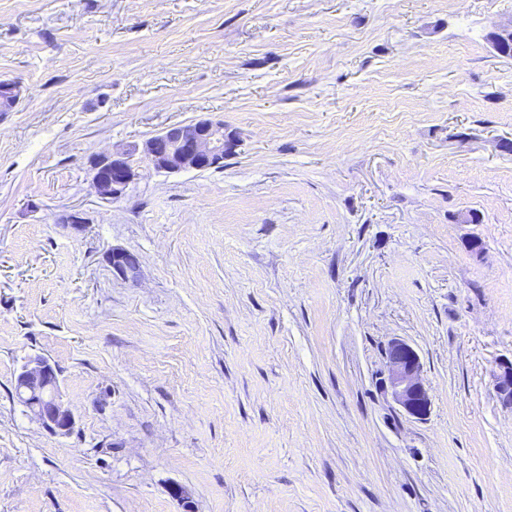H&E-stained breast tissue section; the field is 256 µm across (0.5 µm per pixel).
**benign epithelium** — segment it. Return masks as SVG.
Returning a JSON list of instances; mask_svg holds the SVG:
<instances>
[{"label":"benign epithelium","mask_w":512,"mask_h":512,"mask_svg":"<svg viewBox=\"0 0 512 512\" xmlns=\"http://www.w3.org/2000/svg\"><path fill=\"white\" fill-rule=\"evenodd\" d=\"M492 45L502 57L512 56V22L497 27ZM24 90L20 82L0 80V112H12ZM144 160L158 172L219 168L224 162V121L210 119L176 124L147 139L142 145L99 154L91 162V184L96 195L113 203L125 196L138 175L135 163ZM129 252L116 248L107 255L114 273L122 278L135 275L139 264H125ZM386 364L392 397L410 416L422 419L430 409L431 398L422 377L417 352L403 341H394L386 351ZM495 390L502 403L512 408V360L499 364ZM15 395L47 432L61 437L72 434L75 417L60 394L56 368L42 356H35L21 367L14 386Z\"/></svg>","instance_id":"7a95c632"}]
</instances>
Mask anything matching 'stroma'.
<instances>
[{
  "label": "stroma",
  "mask_w": 512,
  "mask_h": 512,
  "mask_svg": "<svg viewBox=\"0 0 512 512\" xmlns=\"http://www.w3.org/2000/svg\"><path fill=\"white\" fill-rule=\"evenodd\" d=\"M512 0H0V512H512ZM219 117L205 171L92 156ZM67 210L87 222L57 224ZM135 254V277L106 255ZM412 346L432 399L385 385ZM56 366L75 428L14 396ZM24 90L19 81L0 80V112H11L19 104ZM386 364L393 399L408 415L424 418L431 398L417 352L403 341H393L386 351ZM495 390L502 403L512 408V360L505 359L499 364V372L495 376Z\"/></svg>",
  "instance_id": "stroma-1"
}]
</instances>
